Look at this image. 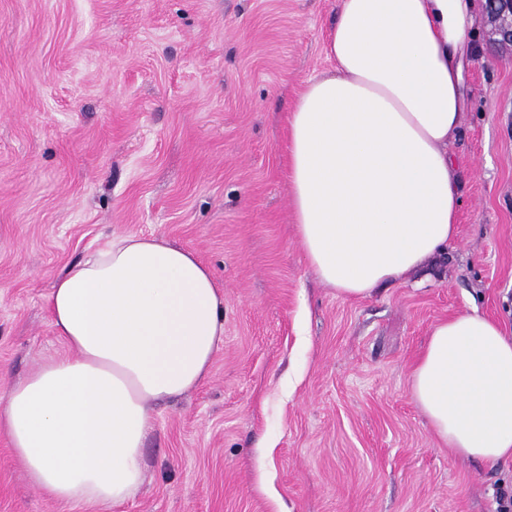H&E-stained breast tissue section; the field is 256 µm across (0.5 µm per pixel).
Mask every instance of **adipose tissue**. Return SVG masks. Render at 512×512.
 Wrapping results in <instances>:
<instances>
[{"mask_svg":"<svg viewBox=\"0 0 512 512\" xmlns=\"http://www.w3.org/2000/svg\"><path fill=\"white\" fill-rule=\"evenodd\" d=\"M332 67L287 120L296 234L320 280L350 297L444 253L459 190L448 144L468 99L477 0H340ZM69 353L0 393V431L56 500L110 507L145 479L153 405L198 387L224 345V292L164 238L106 239L49 295ZM411 395L461 460L512 461V331L478 311L435 324Z\"/></svg>","mask_w":512,"mask_h":512,"instance_id":"adipose-tissue-1","label":"adipose tissue"}]
</instances>
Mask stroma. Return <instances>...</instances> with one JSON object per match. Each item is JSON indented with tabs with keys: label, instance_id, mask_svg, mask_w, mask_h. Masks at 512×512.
I'll list each match as a JSON object with an SVG mask.
<instances>
[{
	"label": "stroma",
	"instance_id": "obj_1",
	"mask_svg": "<svg viewBox=\"0 0 512 512\" xmlns=\"http://www.w3.org/2000/svg\"><path fill=\"white\" fill-rule=\"evenodd\" d=\"M339 6L0 0V392L68 354L48 295L108 237L189 249L224 291V346L156 407L133 499L55 500L1 432L0 512H494L512 462L456 460L410 374L437 322L512 301V50L474 22L444 259L342 296L296 238L285 142Z\"/></svg>",
	"mask_w": 512,
	"mask_h": 512
}]
</instances>
